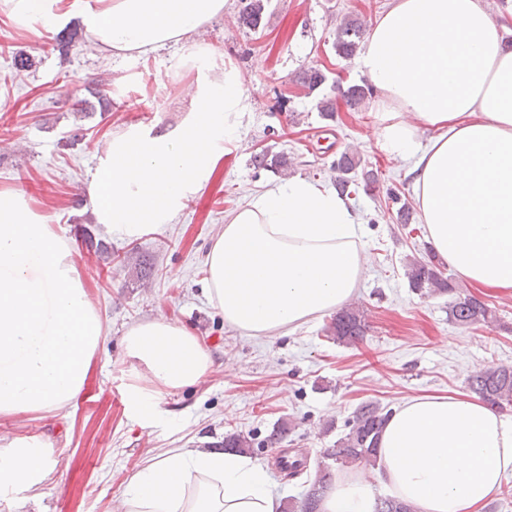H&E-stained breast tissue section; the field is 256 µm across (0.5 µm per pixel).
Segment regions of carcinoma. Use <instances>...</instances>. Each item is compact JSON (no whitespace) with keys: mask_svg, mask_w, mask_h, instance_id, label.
<instances>
[{"mask_svg":"<svg viewBox=\"0 0 512 512\" xmlns=\"http://www.w3.org/2000/svg\"><path fill=\"white\" fill-rule=\"evenodd\" d=\"M265 10L264 0H240L239 20L256 33L263 27ZM365 32L364 23L359 19L343 16L336 26L333 42L336 55L345 60L354 57L364 41ZM327 81L326 73L317 67L304 70L299 77L301 86L310 92L321 88ZM373 90L374 86L364 83L350 85L340 90V93L349 105L357 107L372 96ZM254 163L281 173L288 172L292 166L291 157L284 151L275 154L264 151L257 153ZM360 165L361 159L353 151H346L336 159L333 170L336 171V189L340 193L349 194L350 187H359L356 171ZM435 261L436 255L431 253L426 260L414 259L408 264L406 277L410 288L429 296H450L448 320L459 327L492 326L496 322L495 313L478 298L458 292L451 279L443 276ZM365 331L363 312L356 307H345L338 311L327 327L330 339L346 345L358 343ZM467 384L488 406L499 411L512 407V365L501 364L475 370L468 375ZM390 414L391 411L374 402L359 406L347 420L346 431L336 440V447L327 449L325 458L341 466L376 467L379 435ZM224 450L248 453L252 451V443L240 433L227 432L224 435ZM332 478V464H320L314 481L295 512H320L323 491L332 482ZM375 512H413V509L397 499L381 497L377 499Z\"/></svg>","mask_w":512,"mask_h":512,"instance_id":"obj_1","label":"carcinoma"}]
</instances>
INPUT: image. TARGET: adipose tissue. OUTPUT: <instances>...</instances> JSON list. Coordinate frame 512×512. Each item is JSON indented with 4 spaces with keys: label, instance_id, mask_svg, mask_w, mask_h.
Listing matches in <instances>:
<instances>
[{
    "label": "adipose tissue",
    "instance_id": "ef3b65f1",
    "mask_svg": "<svg viewBox=\"0 0 512 512\" xmlns=\"http://www.w3.org/2000/svg\"><path fill=\"white\" fill-rule=\"evenodd\" d=\"M21 28L80 14L113 55H148L223 14L224 0H0ZM379 94L372 129L408 163L433 253L470 285L512 291V49L482 0H393L355 60ZM428 141H421V134ZM362 226L336 191L305 179L255 195L224 220L207 258V292L228 325L271 336L354 294ZM125 350L144 370L141 416L212 365L190 331L164 319L132 326ZM371 477L336 480L321 512H374L377 490L416 512H481L512 471V415L468 396L415 397L393 410ZM0 487L45 493L57 466L40 445L8 441ZM122 512H276L266 464L234 452L171 448L128 480Z\"/></svg>",
    "mask_w": 512,
    "mask_h": 512
}]
</instances>
